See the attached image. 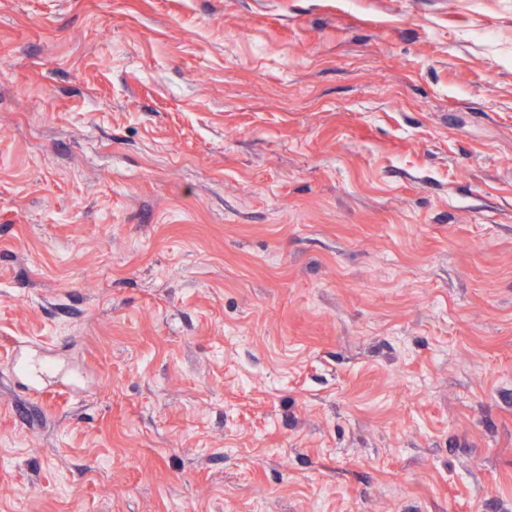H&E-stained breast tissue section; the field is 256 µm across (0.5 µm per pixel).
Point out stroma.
I'll use <instances>...</instances> for the list:
<instances>
[{
    "instance_id": "1",
    "label": "stroma",
    "mask_w": 512,
    "mask_h": 512,
    "mask_svg": "<svg viewBox=\"0 0 512 512\" xmlns=\"http://www.w3.org/2000/svg\"><path fill=\"white\" fill-rule=\"evenodd\" d=\"M0 512H512V0H0Z\"/></svg>"
}]
</instances>
